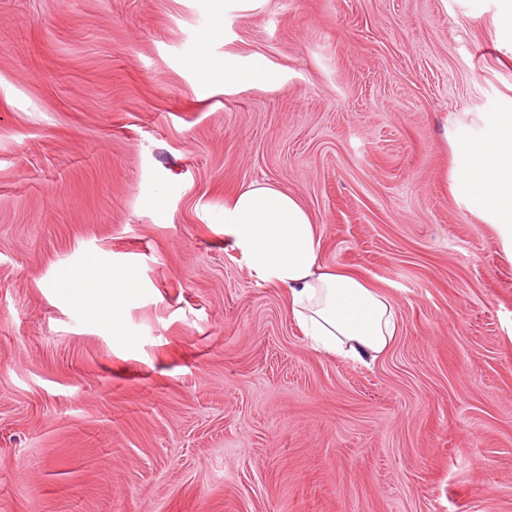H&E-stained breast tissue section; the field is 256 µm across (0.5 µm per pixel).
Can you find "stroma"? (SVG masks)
Returning <instances> with one entry per match:
<instances>
[{"instance_id": "obj_1", "label": "stroma", "mask_w": 512, "mask_h": 512, "mask_svg": "<svg viewBox=\"0 0 512 512\" xmlns=\"http://www.w3.org/2000/svg\"><path fill=\"white\" fill-rule=\"evenodd\" d=\"M508 7L0 0V512H512V260L454 188ZM227 53L277 80L200 78ZM265 180L392 300L372 366L226 240ZM92 262L137 278L125 341L58 292Z\"/></svg>"}]
</instances>
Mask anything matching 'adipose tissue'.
Returning <instances> with one entry per match:
<instances>
[{
    "mask_svg": "<svg viewBox=\"0 0 512 512\" xmlns=\"http://www.w3.org/2000/svg\"><path fill=\"white\" fill-rule=\"evenodd\" d=\"M202 78L223 76L225 85L270 83L276 73L258 57L204 59ZM463 164L458 187L471 209L494 221L504 248L512 253V113L490 118L479 139L458 145ZM224 235L240 248L255 277L284 289L292 317L315 349L369 366L398 333L395 308L364 281L320 261L321 233L298 197L270 182H254L224 203ZM132 269L112 267L103 283L84 272H69L59 285L66 300L122 334L121 311L135 295Z\"/></svg>",
    "mask_w": 512,
    "mask_h": 512,
    "instance_id": "ef3b65f1",
    "label": "adipose tissue"
}]
</instances>
